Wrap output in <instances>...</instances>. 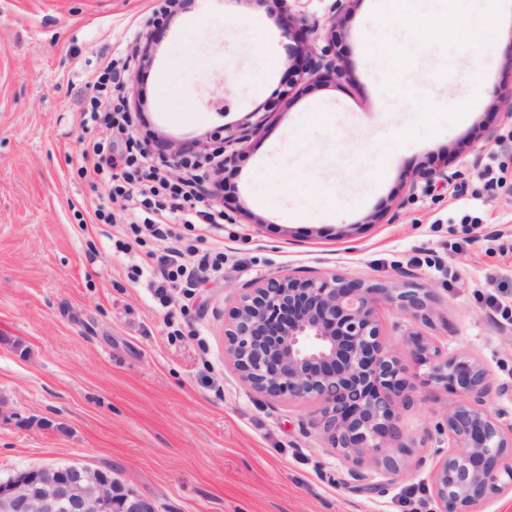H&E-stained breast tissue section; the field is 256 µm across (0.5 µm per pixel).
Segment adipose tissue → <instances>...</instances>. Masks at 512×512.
Listing matches in <instances>:
<instances>
[{
  "instance_id": "1",
  "label": "adipose tissue",
  "mask_w": 512,
  "mask_h": 512,
  "mask_svg": "<svg viewBox=\"0 0 512 512\" xmlns=\"http://www.w3.org/2000/svg\"><path fill=\"white\" fill-rule=\"evenodd\" d=\"M499 20V0H487L481 20L469 21L458 9L457 0H445L442 11L429 23L430 28H447L454 25L469 32V41L474 47L468 59L472 77H480L483 69V52L496 43Z\"/></svg>"
}]
</instances>
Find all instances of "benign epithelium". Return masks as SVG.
<instances>
[{
  "instance_id": "1",
  "label": "benign epithelium",
  "mask_w": 512,
  "mask_h": 512,
  "mask_svg": "<svg viewBox=\"0 0 512 512\" xmlns=\"http://www.w3.org/2000/svg\"><path fill=\"white\" fill-rule=\"evenodd\" d=\"M278 21L288 56L297 59L298 75L339 81L333 39L341 15L355 0H333L328 44L317 49L319 25L290 12L279 0ZM260 122L220 126L210 136L212 148L185 155L173 148L160 158L171 169L208 161V190L218 193V176L233 164ZM445 183L441 168L409 177ZM399 273L391 285L370 284L336 273H278L241 285L239 301L224 321V352L238 377L267 397L320 403L319 428L332 449L374 455L377 470L392 482L401 474V456L415 444L405 435L394 406L413 389L410 376L451 390L456 401L437 422L448 435V450L437 454L429 492L436 512H482L485 500L512 489V425L505 428L487 408L493 388L480 364L448 356L428 337H408L410 373L397 351L387 346L377 308L387 304L414 319L428 317L429 292ZM150 503L112 474L83 465H44L0 481V512H151Z\"/></svg>"
}]
</instances>
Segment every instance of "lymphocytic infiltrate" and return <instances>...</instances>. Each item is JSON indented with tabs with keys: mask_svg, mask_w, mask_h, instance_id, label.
Here are the masks:
<instances>
[{
	"mask_svg": "<svg viewBox=\"0 0 512 512\" xmlns=\"http://www.w3.org/2000/svg\"><path fill=\"white\" fill-rule=\"evenodd\" d=\"M124 83V76L117 71L113 61H106L100 74L89 75L87 87L97 92L95 105L89 112L90 123L99 128L98 137L85 142L83 155L93 158L95 173L115 168L123 164L124 172L121 182L113 187L114 195L124 201H135L144 192H163L173 201L168 216L164 221L168 224L191 225L199 222L207 224H223L224 213L220 210L206 211L200 209V198L194 190V179L182 178L176 181L161 177L155 166L151 165L145 155L127 154L114 158L113 143L120 138H130L132 116L121 106L115 105L113 95ZM210 268L220 271L221 263L212 261L209 255H202L196 266H189L181 248L172 247L157 260L156 267L150 269L135 268L136 276H149L154 280V294L158 299H166L168 288H190L194 285L196 268Z\"/></svg>",
	"mask_w": 512,
	"mask_h": 512,
	"instance_id": "f902f5d3",
	"label": "lymphocytic infiltrate"
}]
</instances>
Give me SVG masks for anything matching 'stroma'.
Wrapping results in <instances>:
<instances>
[{
    "label": "stroma",
    "instance_id": "1",
    "mask_svg": "<svg viewBox=\"0 0 512 512\" xmlns=\"http://www.w3.org/2000/svg\"><path fill=\"white\" fill-rule=\"evenodd\" d=\"M412 23L385 24L378 0H356L337 28L339 82L294 79L275 0H0V478L45 465L111 471L155 512H433L434 452L404 456L386 482L371 456L370 489L310 421L318 402L272 399L224 357V317L242 284L307 270L388 284L415 273L427 320L388 305L386 344L407 356L419 332L448 355L480 363L487 399L512 424V118L496 105L512 88V0L474 83L465 34L425 35L438 0H410ZM233 21H225V12ZM153 62L127 79L139 100L132 134L159 146H207L221 125L262 124L223 174L221 229L172 225L198 253L223 254L191 292L155 297L130 265H154L171 237L135 244L128 221L168 208L165 197L112 198L83 156L88 75L108 59ZM190 93L177 101V89ZM226 95L229 108L209 101ZM469 100L467 120L449 110ZM325 112L328 125L312 124ZM495 141H484L487 131ZM446 164L448 181L410 187L409 174ZM493 166L500 180L485 185ZM117 221L94 223L98 208ZM456 399L417 385L396 414L420 438Z\"/></svg>",
    "mask_w": 512,
    "mask_h": 512
}]
</instances>
